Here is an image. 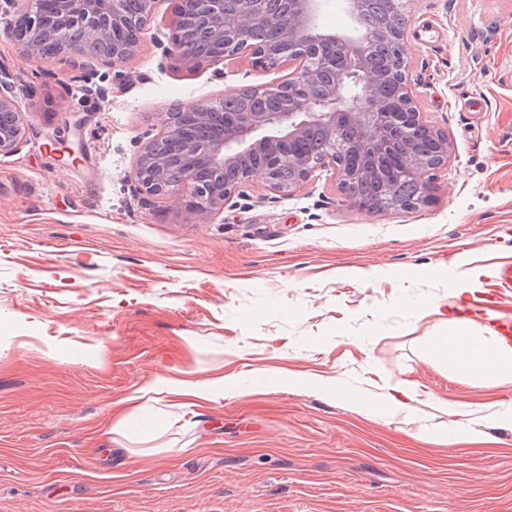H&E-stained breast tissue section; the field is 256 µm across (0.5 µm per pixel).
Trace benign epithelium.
I'll return each mask as SVG.
<instances>
[{
  "mask_svg": "<svg viewBox=\"0 0 512 512\" xmlns=\"http://www.w3.org/2000/svg\"><path fill=\"white\" fill-rule=\"evenodd\" d=\"M19 12L12 35L21 51L46 59L80 52L71 34L112 47L106 59L130 58L153 19L156 0H0ZM172 40L165 52L192 68L235 55H249L263 69L288 73L256 92L278 103L263 112H226L222 101L179 103L164 114L161 132L140 151L134 175L150 196L194 200L196 215L212 219L259 178L272 192L288 197L318 169L329 168L346 199L369 212L411 209L429 189V173L448 164L453 144L448 133L419 112L406 77L404 39L411 0H394L397 18L389 28L366 20L372 0H340L347 28L323 29L322 0H173ZM381 41L394 46L386 66L371 53ZM28 130L10 73L0 68V155L21 147ZM375 178L383 197L362 201L355 183ZM405 182L418 197L398 194Z\"/></svg>",
  "mask_w": 512,
  "mask_h": 512,
  "instance_id": "7a95c632",
  "label": "benign epithelium"
}]
</instances>
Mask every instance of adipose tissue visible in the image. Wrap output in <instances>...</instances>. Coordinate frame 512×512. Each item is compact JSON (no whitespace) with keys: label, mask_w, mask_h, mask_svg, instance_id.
<instances>
[{"label":"adipose tissue","mask_w":512,"mask_h":512,"mask_svg":"<svg viewBox=\"0 0 512 512\" xmlns=\"http://www.w3.org/2000/svg\"><path fill=\"white\" fill-rule=\"evenodd\" d=\"M440 327L438 335L430 337L425 347L427 360L474 384L512 383V345L495 331L478 332L472 320L448 317L441 318ZM460 341L467 344V354L460 358L449 356V345ZM166 393L213 401L223 397L224 382L220 379L186 380L175 385L162 378L139 389L136 408L112 426L113 443H147L161 436L167 419L159 404Z\"/></svg>","instance_id":"adipose-tissue-1"}]
</instances>
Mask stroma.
I'll return each instance as SVG.
<instances>
[{"label": "stroma", "mask_w": 512, "mask_h": 512, "mask_svg": "<svg viewBox=\"0 0 512 512\" xmlns=\"http://www.w3.org/2000/svg\"><path fill=\"white\" fill-rule=\"evenodd\" d=\"M171 7L117 64L28 59L0 14L29 125L0 156V512H512V427L455 413L512 405V384L422 358L430 306L466 307L450 274L481 269L479 298L512 256V0L411 4L408 79L453 143L419 206L365 211L319 170L287 198L247 184L207 222L190 194H142L136 158L172 105L279 73L184 67ZM220 376L223 398L172 408L162 453L113 443L140 388Z\"/></svg>", "instance_id": "35a3bbf8"}]
</instances>
